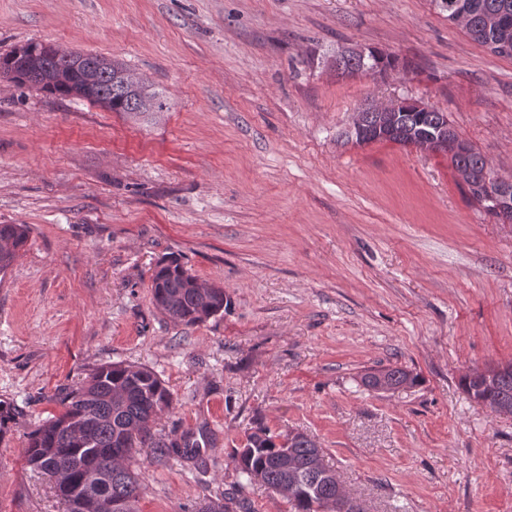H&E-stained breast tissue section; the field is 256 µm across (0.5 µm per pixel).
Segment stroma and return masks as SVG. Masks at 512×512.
Masks as SVG:
<instances>
[{
  "label": "stroma",
  "instance_id": "obj_1",
  "mask_svg": "<svg viewBox=\"0 0 512 512\" xmlns=\"http://www.w3.org/2000/svg\"><path fill=\"white\" fill-rule=\"evenodd\" d=\"M93 52L163 91L166 112H111L0 76V224L28 239L0 273V512H64L34 472L31 431L64 387L112 362L152 368L173 397L155 432H205V463L150 451L139 512L220 494L293 512L241 482L262 426L298 431L365 512H512V414L460 379L512 362V224L447 155L356 144L363 107L447 113L512 178V57L474 42L438 0H0V55L27 42ZM391 55L343 75L338 51ZM178 259L223 288L187 326L153 305ZM397 366L420 381L373 392Z\"/></svg>",
  "mask_w": 512,
  "mask_h": 512
}]
</instances>
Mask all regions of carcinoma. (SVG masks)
I'll return each mask as SVG.
<instances>
[{"label": "carcinoma", "instance_id": "carcinoma-1", "mask_svg": "<svg viewBox=\"0 0 512 512\" xmlns=\"http://www.w3.org/2000/svg\"><path fill=\"white\" fill-rule=\"evenodd\" d=\"M448 14L465 13L467 35L481 46L487 44L489 34L484 18L489 14L506 13L512 18V0H444ZM46 47L38 42L17 46L0 56V75L18 86H31L62 98H83L79 76L66 73L56 66L36 71L18 67L19 55L42 53ZM70 56L84 54L70 51ZM99 67L96 82L98 104L111 112H163L167 109L166 96L152 88L148 80L137 78V89L123 84L121 74L128 69L121 63L96 53L84 55ZM344 73L374 72L377 60L371 55L348 56L339 60ZM443 113L416 112L405 108L401 125L388 141L407 145L409 130L413 128L433 132L442 123ZM455 171L469 169L482 172L488 167L486 158L475 148L463 154L448 155ZM28 228L24 224H0V272L6 271L26 242ZM192 274L175 259H164L156 265L151 290L156 309L174 323L195 325L224 311V289L192 288L188 279ZM388 385H414L418 376L403 368L384 370ZM462 386L470 396L489 405L512 406V370L498 374L493 383L482 387L468 376L462 377ZM54 401L62 408L52 418L28 436L26 460L31 469L54 479L56 496L68 503L72 496L82 495L96 499L100 495L112 501L126 503V512H137L141 483L130 469L132 454L146 448L166 456L170 453L194 454L199 444L188 439L168 441L158 439L154 426L172 407V396L165 381L145 366L113 362L94 368L74 387L60 391ZM290 457L300 474L297 485L288 484L283 460ZM95 462L98 481L91 485L85 480L84 463ZM239 473L250 482H258L285 495L295 512H329L336 497L332 475L319 464L315 442L304 434L288 439L259 427L252 432L244 448L237 451Z\"/></svg>", "mask_w": 512, "mask_h": 512}]
</instances>
